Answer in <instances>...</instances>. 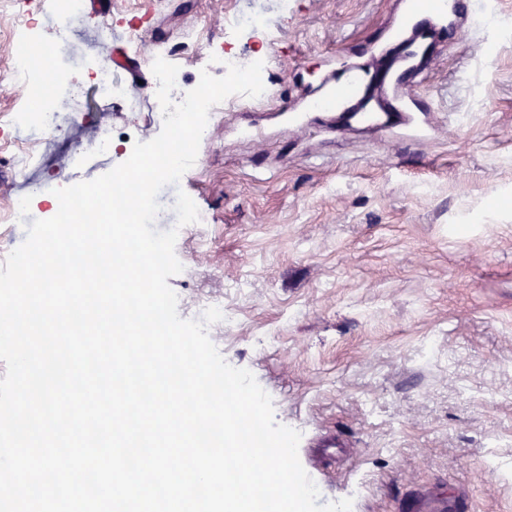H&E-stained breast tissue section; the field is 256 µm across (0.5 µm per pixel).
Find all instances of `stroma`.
Instances as JSON below:
<instances>
[{
    "mask_svg": "<svg viewBox=\"0 0 512 512\" xmlns=\"http://www.w3.org/2000/svg\"><path fill=\"white\" fill-rule=\"evenodd\" d=\"M480 0L460 29L436 32L420 72L393 100L390 125L317 112L310 92L333 71L373 73L408 26L410 0H152L140 48H87L103 19L87 0L67 49L47 67L85 84L83 121L49 134L23 124L32 175L77 173L75 147L110 131L113 163L162 129L152 53L196 22L211 47L185 63L224 74L227 46L262 56L271 99L225 107L178 185L158 194L155 226L177 222L184 191L207 211L175 254L178 313L212 299L231 325L208 334L270 395L276 422L301 434L299 460L320 503L395 512L409 494L465 492L468 512H512V28L486 40ZM261 17L267 37L245 22ZM110 106L87 82L111 56Z\"/></svg>",
    "mask_w": 512,
    "mask_h": 512,
    "instance_id": "35a3bbf8",
    "label": "stroma"
}]
</instances>
